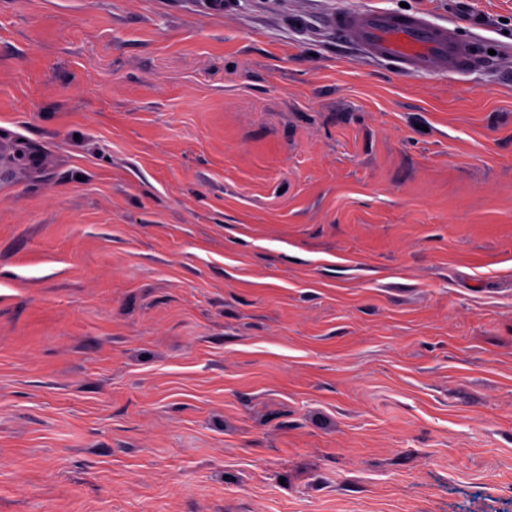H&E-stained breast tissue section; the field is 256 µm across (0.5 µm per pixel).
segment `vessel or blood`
Returning <instances> with one entry per match:
<instances>
[{
    "instance_id": "obj_1",
    "label": "vessel or blood",
    "mask_w": 512,
    "mask_h": 512,
    "mask_svg": "<svg viewBox=\"0 0 512 512\" xmlns=\"http://www.w3.org/2000/svg\"><path fill=\"white\" fill-rule=\"evenodd\" d=\"M332 24L353 45L406 73L436 66L461 75L475 60L470 42L455 24L438 23L422 12L364 8L336 14Z\"/></svg>"
}]
</instances>
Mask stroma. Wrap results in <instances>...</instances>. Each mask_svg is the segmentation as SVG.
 Masks as SVG:
<instances>
[{
  "label": "stroma",
  "mask_w": 512,
  "mask_h": 512,
  "mask_svg": "<svg viewBox=\"0 0 512 512\" xmlns=\"http://www.w3.org/2000/svg\"><path fill=\"white\" fill-rule=\"evenodd\" d=\"M0 512H512V0H0ZM331 24L353 45L406 73L438 66L448 74L461 75L476 57L453 22L448 21L446 26L422 12L364 8L337 13Z\"/></svg>",
  "instance_id": "obj_1"
}]
</instances>
